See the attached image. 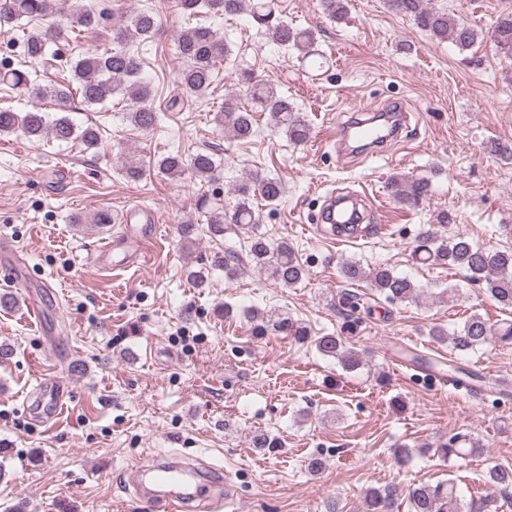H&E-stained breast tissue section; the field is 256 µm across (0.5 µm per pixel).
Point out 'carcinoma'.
Here are the masks:
<instances>
[{"instance_id": "cac0c4a2", "label": "carcinoma", "mask_w": 512, "mask_h": 512, "mask_svg": "<svg viewBox=\"0 0 512 512\" xmlns=\"http://www.w3.org/2000/svg\"><path fill=\"white\" fill-rule=\"evenodd\" d=\"M323 14L331 21H339L347 14L348 0H320ZM388 8L395 14L409 18L415 26L431 39L451 41L459 50L472 47L479 38L478 31L448 9L432 5L426 0H387ZM180 9L191 15L247 14L255 25L264 30L271 42L284 50L295 49L304 56L315 54V32L289 24L276 14L275 0H179ZM64 15L67 21L85 28H94L107 22L103 14H94L84 0H0V25H11L26 18L28 21L45 20ZM159 29L158 19L151 11H134L115 29L114 40L118 46L103 52H88L71 64L72 82L75 89L61 84L43 86L32 79V73L21 67L0 71V84L12 89L30 91L36 97L51 98L59 106L61 115L52 118L42 108L35 106L26 112L11 109L0 110V136L20 132L33 142L44 138L59 143L78 142L84 150L98 148L100 141L97 128L80 127L66 112L73 93H79L87 107L104 104L114 98L127 102L126 118L141 129L149 130L158 122V115L149 105L152 88L142 74V58L129 48V44L147 42ZM60 27H51L27 35L24 52L31 61L53 66L55 53L50 51L54 38L60 35ZM491 40L505 55H512V15L497 18L492 26ZM232 49L224 36L208 27H195L183 31L177 37L176 54L184 66L179 82L185 93L194 99L207 95L217 76V66L231 56ZM245 95L269 113L274 126L281 129L288 140L302 143L308 138L309 124L300 109L288 96L282 94L271 82L257 79L250 73L242 74ZM216 128L237 140L246 141L256 134L250 111L226 103L214 115ZM156 166L171 176L190 173L203 182L216 179L219 172L214 154L199 151L190 160L182 155L168 154L159 158ZM387 190L399 204L416 208L431 194L427 178L411 179L402 174L391 176ZM236 202L232 212H224V206L207 197H200L197 209L204 213L205 223L189 217L178 227L182 243H195L205 235L211 239L224 237L227 230H247L256 223L254 202L263 201L268 206L279 203L283 185L279 178L255 170L235 185ZM415 254L438 265L458 268L467 273L469 280L481 285L483 291L505 308H512V249L490 252L475 244L467 236L457 233L442 238L433 232H423L417 241ZM246 257L252 268L265 273L280 285L296 287L306 279V268L297 257L294 248L286 241L271 242L261 236H251L247 241ZM241 262L235 250L213 256L211 265L231 274ZM341 276L348 283L368 280L372 288L392 304L415 302L421 287L407 276L394 273L386 266L365 269L357 261L342 265ZM343 335L324 334L313 336L310 330L290 316L275 315L258 309L251 311L250 322L256 336L273 331L292 337L298 343H311L325 358H333L348 372L358 370L363 357L347 345L345 335H355L360 318L355 316L359 303L344 294L342 300ZM432 336L448 341L460 353H468L491 341L512 343V320L490 323L479 314H473L462 326L449 333L442 328L432 330ZM444 461L452 456L475 454L466 439H453L450 444L436 449ZM512 485V469L494 467L489 471V491L468 500L461 498L453 481L436 485H420L408 493L411 512H498V487ZM400 497V488L387 483L366 492L367 512H393Z\"/></svg>"}]
</instances>
